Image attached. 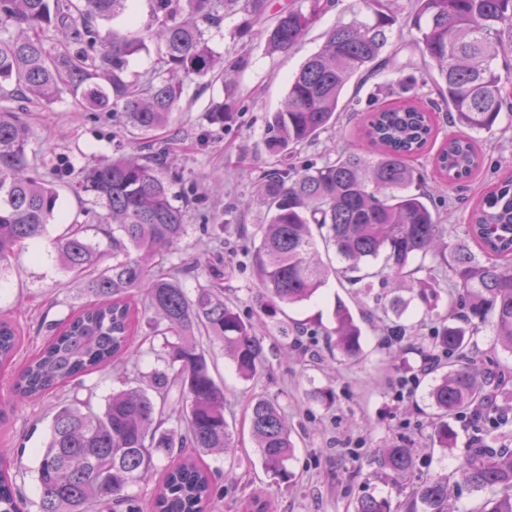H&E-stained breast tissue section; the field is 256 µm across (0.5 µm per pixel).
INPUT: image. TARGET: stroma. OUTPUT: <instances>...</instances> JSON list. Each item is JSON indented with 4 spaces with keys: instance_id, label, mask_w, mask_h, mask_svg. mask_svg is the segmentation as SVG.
I'll return each instance as SVG.
<instances>
[{
    "instance_id": "35a3bbf8",
    "label": "stroma",
    "mask_w": 512,
    "mask_h": 512,
    "mask_svg": "<svg viewBox=\"0 0 512 512\" xmlns=\"http://www.w3.org/2000/svg\"><path fill=\"white\" fill-rule=\"evenodd\" d=\"M365 11L363 0H335L285 54L268 53L259 32L235 37L238 16L228 15L206 26L205 36L214 51L245 56L248 65L230 88L206 77L185 78L179 112L168 127L155 133L167 142L175 159L172 168L162 169L161 174L171 185L173 204L185 207L189 226L176 258L200 263L194 273L181 276L186 291H194L212 272H219L225 301L242 317H260L257 280L247 254L259 241L260 225L267 221L256 194L262 173L271 167L263 147L267 119L279 109L289 79L320 50L325 32ZM229 97L236 102L233 119L222 125L211 123V103ZM4 106L27 123L31 169L61 184L60 208L70 219L81 215L80 201L71 188L79 171L138 149L130 136L119 134L109 113L83 111L67 90L50 105L16 97ZM354 146L363 149L367 142L343 122L317 137L300 158L320 164ZM483 151L484 165L475 177L428 202L447 225L449 240L464 236L467 202L479 198L504 170H512V120L501 119ZM59 231L58 225H51L43 237L21 245L0 278V313L22 327L24 357L88 301L83 281L63 269L56 257L54 239ZM439 294L437 305L430 308L416 293L403 292L408 306L398 314L390 307L393 292L381 278L354 286L329 278L311 300L287 306L283 314L267 320L262 330L265 367L250 381L237 375L223 344L209 342L211 373L224 384V414L234 438L228 453L206 458L224 491L217 512H244L249 498L262 490L272 493L276 512H354L358 500L367 496L389 499L396 506L415 486L443 474L450 478L456 512H477L483 496L458 473L470 428H460L453 450H441L433 442L435 410L429 393L436 378L454 362L445 356L439 367L421 369L435 351L433 335L456 291L443 285ZM339 300L351 308L362 328V352L355 358L331 351L325 336L334 326L332 312ZM162 343L152 322L142 321L124 368L95 372L82 384L71 383L58 393L11 407L6 424L0 425V448L21 460L16 483L24 497V512L39 510L34 468L38 449L50 437L56 405L88 400L103 407L122 383H136L140 375L163 368ZM394 350L404 351L409 368H395L389 357ZM472 351L485 371L505 373V388L512 391V352L496 343L491 325L474 336ZM325 387L335 394L329 405L314 397ZM257 397L274 401L292 429L295 451L287 463L289 482L262 467L250 431L251 406ZM392 445L413 449L418 457L416 468L398 478L381 475L374 463L376 450Z\"/></svg>"
}]
</instances>
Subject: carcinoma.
<instances>
[{"label": "carcinoma", "instance_id": "obj_1", "mask_svg": "<svg viewBox=\"0 0 512 512\" xmlns=\"http://www.w3.org/2000/svg\"><path fill=\"white\" fill-rule=\"evenodd\" d=\"M129 0H0V97L22 96L52 104L62 88L78 106L110 112L123 132L147 135L167 125L184 94L183 77L207 75L227 84L244 68L242 56L220 58L208 45L202 23L216 24L230 13L243 16L237 36L259 27L271 53L290 51L328 7L329 0L289 2L269 13L270 0H151L158 23L146 33L109 30L128 10ZM407 16L416 46L438 99L425 108L409 100L418 79L401 77L392 87L404 96L356 115L370 153L348 150L321 166L297 165V154L336 126L339 102L351 83L361 85L391 61L387 49L397 15L382 0H367L369 15L356 14L325 33L322 48L309 56L288 83L281 108L272 113L263 141L273 169L258 184L268 221L250 263L259 284L261 308L274 316L281 305L310 300L330 273L352 274L361 282L378 276L395 288H416L427 301L438 298L435 271L463 291L461 312L438 329L435 347L456 352V363L432 388L434 440L453 449L459 432L450 421L484 406L485 434L497 431L496 375H481L470 356L479 326L492 324L497 343L512 351V176L476 203L467 218V238L447 241L448 230L426 200L430 194L410 158L436 138L432 113L469 133L442 143L435 165L448 189L474 176L484 163L479 139L492 132L503 112L512 115V66L501 73L496 60L512 46V0H413ZM68 29L83 46L54 51L48 34ZM157 46L152 70L140 80L126 77L129 57L146 43ZM235 107L215 102L210 121L222 124ZM29 129L21 117L0 110V273L14 249L46 234L59 219L60 191L32 175ZM169 154L162 142H142L140 152L120 155L88 169L75 191L104 210L100 223L67 225L55 239L58 261L86 277L92 301L73 313L18 369L14 395L36 400L109 365L127 359L139 310L135 299L164 324L162 360L135 387L112 394L101 409L89 402L63 403L52 420L51 437L38 458L39 512H143L128 486L149 480L158 455L168 458L150 512H207L224 497L213 473L197 457L225 453L232 432L224 416V386L211 374L198 333L224 344L237 374L250 380L265 365L256 326L210 283L190 297L178 275L189 265L170 263L187 234L185 209L172 203L170 185L158 165ZM326 230L325 242L345 262L338 270L318 256L311 225ZM95 231L106 249L89 238ZM335 347L354 357L361 351V327L349 307L337 301ZM22 343L19 327L0 318V369ZM175 404L184 426L167 428ZM251 428L263 468L288 478L295 445L288 421L266 398L252 404ZM375 463L392 476L417 465L410 448L379 450ZM12 464L0 457V512H21ZM460 470L475 490L487 493L478 512H512V450L480 443L469 448ZM355 512H392L376 497L358 501ZM407 512H450L448 477L415 488Z\"/></svg>", "mask_w": 512, "mask_h": 512}]
</instances>
